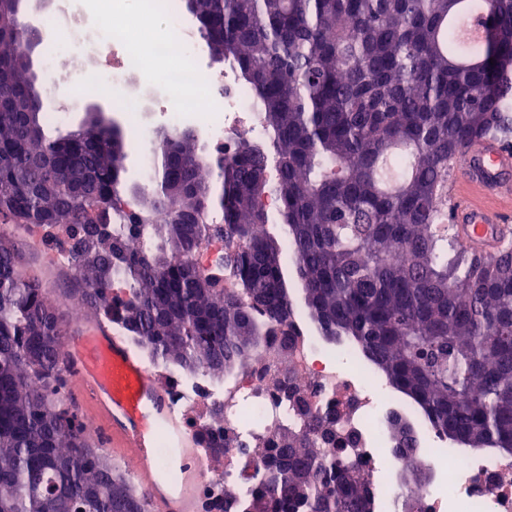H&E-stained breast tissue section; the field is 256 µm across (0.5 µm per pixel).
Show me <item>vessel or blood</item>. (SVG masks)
Returning a JSON list of instances; mask_svg holds the SVG:
<instances>
[{"label": "vessel or blood", "mask_w": 512, "mask_h": 512, "mask_svg": "<svg viewBox=\"0 0 512 512\" xmlns=\"http://www.w3.org/2000/svg\"><path fill=\"white\" fill-rule=\"evenodd\" d=\"M448 166L459 198L452 213L453 236L476 254H495L512 230V180L504 177L512 168V150L489 137ZM64 360L77 406L96 423L97 439L116 461L136 457L133 475L148 493V512H198L200 453L183 418L172 413L157 377L93 316L68 327ZM161 426L174 443L169 463L180 476L175 483L156 466Z\"/></svg>", "instance_id": "vessel-or-blood-1"}]
</instances>
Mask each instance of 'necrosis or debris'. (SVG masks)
<instances>
[{"instance_id":"4bbe7bcc","label":"necrosis or debris","mask_w":512,"mask_h":512,"mask_svg":"<svg viewBox=\"0 0 512 512\" xmlns=\"http://www.w3.org/2000/svg\"><path fill=\"white\" fill-rule=\"evenodd\" d=\"M161 16L168 25L165 36L147 38L130 21L131 16ZM97 46L94 62L71 73V93L66 110H50L46 118L61 125L65 111L84 104L83 91L91 90L114 101H128L131 79L145 80L161 68L164 94L147 103L157 121L139 117L129 132V149L135 154L142 183H150L154 169L153 129L177 131L195 128L205 139L206 153H231L239 141H264L268 131L251 91L232 69H209L180 0H113L112 13L95 33L78 23L64 26L43 54L45 74H53L59 59L78 58L88 42ZM170 404L175 412L195 410L200 419L219 433H241L247 421L258 420L270 435L295 426L290 405L276 388V380L289 376L306 391L313 408L339 414L340 433L358 436L355 460L380 501L381 512H402L406 490L390 476L400 460L389 448L387 420L389 397L378 380L361 365L344 369L331 353L318 349L303 327L291 340L279 334L266 337L261 350L231 382L217 385L200 370L189 374L168 369ZM224 404V415L213 418L212 402ZM428 467L443 476L441 484H427L413 496L419 512H512V456L474 454L447 449L428 427H420ZM256 437L243 436L241 444L224 450V465L202 470V493L237 492L241 474L260 463Z\"/></svg>"}]
</instances>
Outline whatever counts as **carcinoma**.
Here are the masks:
<instances>
[{
	"label": "carcinoma",
	"instance_id": "carcinoma-1",
	"mask_svg": "<svg viewBox=\"0 0 512 512\" xmlns=\"http://www.w3.org/2000/svg\"><path fill=\"white\" fill-rule=\"evenodd\" d=\"M461 0H185L210 53L254 90L270 139L206 160L186 130L160 134L150 192L120 228L127 144L103 117L51 137L29 26L0 47V219L38 212L66 230L81 302L153 360L220 377L291 328L290 284L261 200L279 199L303 304L452 444L512 453V248L483 257L448 235V160L491 135L512 148V0H466L486 28L464 44ZM31 97L29 112L12 100ZM275 162L277 177H268ZM194 214L176 224L173 212ZM219 211V224L202 215ZM222 238L249 302L190 261ZM124 285L112 293V281ZM66 325L0 229V512H147V495L88 444L61 393ZM280 392L302 421L263 448L241 495L204 512H379L336 415ZM389 417L406 488L432 473L412 425ZM199 446L224 455L204 427Z\"/></svg>",
	"mask_w": 512,
	"mask_h": 512
}]
</instances>
